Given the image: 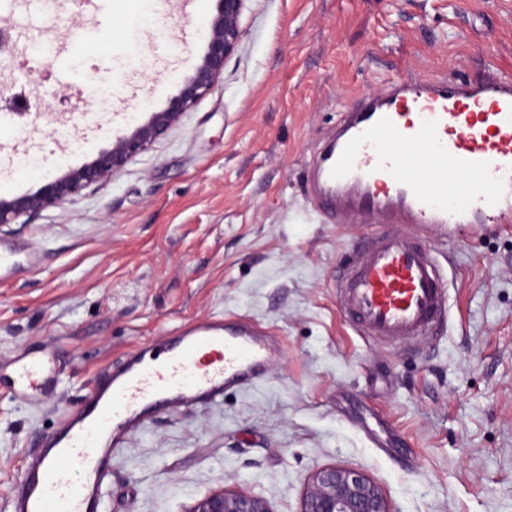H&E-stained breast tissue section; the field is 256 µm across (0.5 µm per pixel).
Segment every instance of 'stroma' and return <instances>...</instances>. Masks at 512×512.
Returning <instances> with one entry per match:
<instances>
[{
    "instance_id": "stroma-1",
    "label": "stroma",
    "mask_w": 512,
    "mask_h": 512,
    "mask_svg": "<svg viewBox=\"0 0 512 512\" xmlns=\"http://www.w3.org/2000/svg\"><path fill=\"white\" fill-rule=\"evenodd\" d=\"M216 0H0L18 45L0 62L29 109L0 134V197L93 161L166 108L199 65ZM78 22H71L73 11ZM214 89L100 186L0 228L31 260L0 277V364L48 347L55 391L0 394V512L26 458L97 375L139 343L202 320L272 335L265 374L208 406L172 407L112 458L104 512H186L241 486L298 512L318 469L378 484L396 512H512V229L445 239L449 312L415 346L364 341L337 309L336 272L370 231L314 210L308 164L341 113L390 75H512V0H246Z\"/></svg>"
}]
</instances>
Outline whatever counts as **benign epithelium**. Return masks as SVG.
<instances>
[{"label": "benign epithelium", "mask_w": 512, "mask_h": 512, "mask_svg": "<svg viewBox=\"0 0 512 512\" xmlns=\"http://www.w3.org/2000/svg\"><path fill=\"white\" fill-rule=\"evenodd\" d=\"M245 0H218L217 12L204 23L207 51L169 106L131 130H120L110 147L89 164L70 169L33 193L10 200L0 198V228L22 224L41 212L59 207L84 189L103 184L123 171L175 127L183 114L211 92L224 73L226 59L241 37ZM185 512H273L265 499L250 491L217 489ZM300 512H395L382 489L365 474L336 465L318 469L306 484Z\"/></svg>", "instance_id": "1"}]
</instances>
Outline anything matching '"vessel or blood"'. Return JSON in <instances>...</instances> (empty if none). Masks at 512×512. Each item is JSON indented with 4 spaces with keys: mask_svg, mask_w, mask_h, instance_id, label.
Segmentation results:
<instances>
[{
    "mask_svg": "<svg viewBox=\"0 0 512 512\" xmlns=\"http://www.w3.org/2000/svg\"><path fill=\"white\" fill-rule=\"evenodd\" d=\"M443 164L455 179L432 178ZM309 196L333 218L376 223L337 279L344 317L379 340L429 335L449 297L441 253L419 227L512 223V75L384 79L344 110L312 161ZM274 351L265 332L240 320L198 322L164 344L138 346L45 436L12 512H102L112 456L127 435L166 405L220 401L258 377ZM58 371L51 353L26 354L0 370V390L20 400L46 395Z\"/></svg>",
    "mask_w": 512,
    "mask_h": 512,
    "instance_id": "vessel-or-blood-1",
    "label": "vessel or blood"
}]
</instances>
